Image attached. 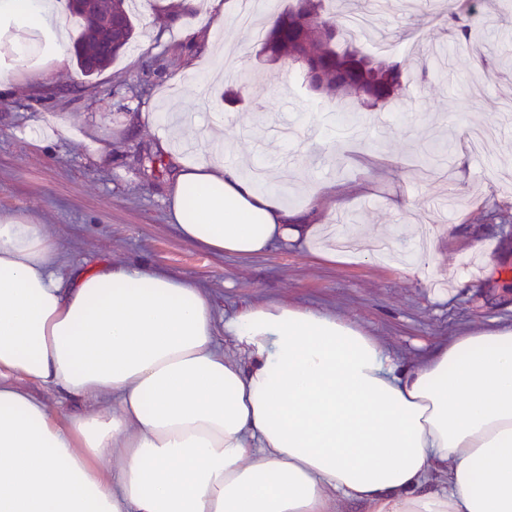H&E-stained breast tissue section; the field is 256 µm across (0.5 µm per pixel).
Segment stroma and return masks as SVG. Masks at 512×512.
Instances as JSON below:
<instances>
[{
	"label": "stroma",
	"instance_id": "obj_1",
	"mask_svg": "<svg viewBox=\"0 0 512 512\" xmlns=\"http://www.w3.org/2000/svg\"><path fill=\"white\" fill-rule=\"evenodd\" d=\"M131 47L93 78L71 54V31L45 52L0 53L11 84L0 91V217L47 225L77 269L146 261L204 288L216 318L276 302L342 317L374 336L399 366L421 363L472 329L512 326V232L485 213L512 215V0H472L470 45H456L448 0H345L364 16L411 82L399 99L362 112L344 133L336 108L287 62H266L235 15L210 16L224 45L223 77L201 87L185 64L196 24L181 0H140ZM163 56L164 75L147 78ZM223 123L225 160L263 166L287 203L302 208L342 188L321 221L340 240L386 236L348 262L306 243L262 254H216L183 240L168 213V176H146L142 156L165 125L159 114ZM56 122L53 137L34 132ZM453 142L435 171L418 150ZM419 264L404 271L405 260Z\"/></svg>",
	"mask_w": 512,
	"mask_h": 512
}]
</instances>
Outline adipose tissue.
I'll return each mask as SVG.
<instances>
[{
	"label": "adipose tissue",
	"instance_id": "1",
	"mask_svg": "<svg viewBox=\"0 0 512 512\" xmlns=\"http://www.w3.org/2000/svg\"><path fill=\"white\" fill-rule=\"evenodd\" d=\"M32 42L49 0H0ZM171 127L182 238L251 256L310 241L288 208ZM232 336L229 358L218 332ZM83 402L51 411L38 391ZM117 457L116 465L104 458ZM512 512V328L466 331L412 368L353 323L261 303L217 321L204 288L153 266L67 263L45 225L0 219V512Z\"/></svg>",
	"mask_w": 512,
	"mask_h": 512
}]
</instances>
